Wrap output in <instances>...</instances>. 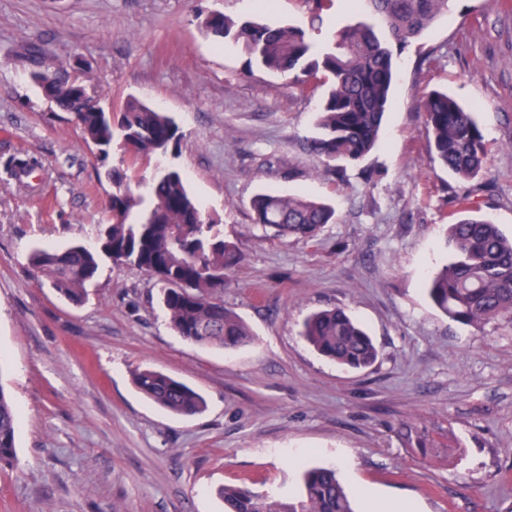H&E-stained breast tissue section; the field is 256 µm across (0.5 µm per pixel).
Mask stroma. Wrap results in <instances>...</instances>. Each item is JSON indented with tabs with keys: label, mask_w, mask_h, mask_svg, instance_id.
Segmentation results:
<instances>
[{
	"label": "stroma",
	"mask_w": 512,
	"mask_h": 512,
	"mask_svg": "<svg viewBox=\"0 0 512 512\" xmlns=\"http://www.w3.org/2000/svg\"><path fill=\"white\" fill-rule=\"evenodd\" d=\"M255 16L254 0H0V389L19 411L16 456L0 468V512H224V487L280 498L304 466L336 468L358 512L368 496L414 512H512V325L458 324L425 282L449 258L456 197L512 234V11L452 0L399 55L383 134L357 166L325 170L305 149L322 91L246 73L240 45L206 35L198 14ZM267 21L334 31L367 18L334 0H273ZM37 45L90 97L119 111L134 97L168 112L182 138L172 162L241 260L224 303L252 329L235 350L171 329L154 280L102 260L81 304L37 277L31 246L94 243L110 219L102 165L70 114L32 82ZM448 92L475 112L490 191L434 161L417 109ZM29 160L28 176L6 169ZM330 203L334 223L308 242L253 224L260 190ZM342 307L379 355L362 370L320 357L298 335ZM160 370L198 391L179 416L133 383ZM419 438L400 437L402 422Z\"/></svg>",
	"instance_id": "obj_1"
}]
</instances>
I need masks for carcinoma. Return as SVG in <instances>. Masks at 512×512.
Masks as SVG:
<instances>
[{"label": "carcinoma", "instance_id": "cac0c4a2", "mask_svg": "<svg viewBox=\"0 0 512 512\" xmlns=\"http://www.w3.org/2000/svg\"><path fill=\"white\" fill-rule=\"evenodd\" d=\"M374 18L337 30L320 47L296 26L270 25L255 17L241 23L221 14L207 15L202 26L216 37L242 45L247 72L258 67L290 74L305 90L318 78L329 83L308 150L326 163L347 166L363 161L376 147L397 73L393 47H405L448 13L450 0H363ZM27 55L32 80L62 112H76L85 141L108 155L115 138L127 154L123 169L105 172L112 181V222L100 231L99 246L81 243L65 249L34 247L28 260L37 275L68 301H83L86 285L104 258L161 279L162 304L173 330L184 339L229 350L252 340L236 312L224 305V276L239 260L236 243L207 219L173 165L154 166L139 175L151 158L179 145L181 136L166 112L129 99L118 113L78 104L79 83L61 66H45L39 48ZM424 134L434 159L456 177L471 180L489 172L488 151L473 112L448 93L431 91L419 103ZM252 221L278 235L313 240L335 220L334 208L296 194L260 192L251 201ZM448 262L426 284L433 304L449 319L476 330L499 320L512 322V237L484 217H464L449 225ZM301 337L321 356L354 370L378 357L369 334L341 307L319 311L302 325ZM136 387L157 405L180 415L201 410V396L185 383L154 369L133 375ZM19 416L0 387V466L15 456ZM224 512H356L333 468L302 473L300 494L292 498L258 495L245 487L222 491Z\"/></svg>", "mask_w": 512, "mask_h": 512}]
</instances>
